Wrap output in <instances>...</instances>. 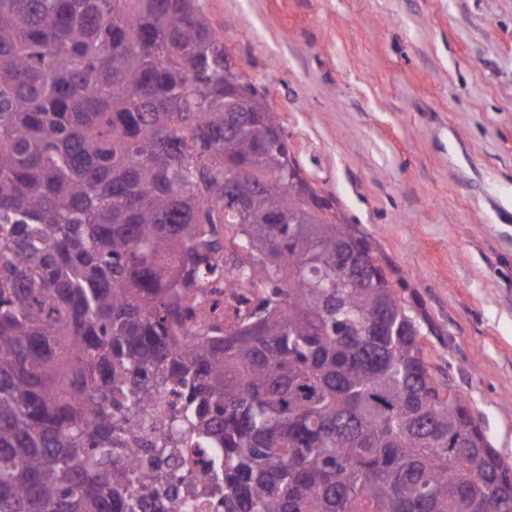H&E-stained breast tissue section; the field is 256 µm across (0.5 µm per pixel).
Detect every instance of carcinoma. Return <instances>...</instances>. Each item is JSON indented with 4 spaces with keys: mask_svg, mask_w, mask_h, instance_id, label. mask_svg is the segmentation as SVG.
Masks as SVG:
<instances>
[{
    "mask_svg": "<svg viewBox=\"0 0 512 512\" xmlns=\"http://www.w3.org/2000/svg\"><path fill=\"white\" fill-rule=\"evenodd\" d=\"M196 0H0V512H182L180 402L224 512H512V466L426 359L375 241L298 179ZM260 289L229 333L198 280ZM179 405L173 396H157L154 406L146 413H137L133 415L124 425L129 432L134 430L133 435L142 438L141 448H148L150 442L165 433L167 418ZM134 426V427H133ZM134 428V429H133Z\"/></svg>",
    "mask_w": 512,
    "mask_h": 512,
    "instance_id": "obj_1",
    "label": "carcinoma"
}]
</instances>
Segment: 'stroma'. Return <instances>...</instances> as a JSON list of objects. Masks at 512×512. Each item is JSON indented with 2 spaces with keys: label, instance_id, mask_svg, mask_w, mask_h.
I'll use <instances>...</instances> for the list:
<instances>
[{
  "label": "stroma",
  "instance_id": "1",
  "mask_svg": "<svg viewBox=\"0 0 512 512\" xmlns=\"http://www.w3.org/2000/svg\"><path fill=\"white\" fill-rule=\"evenodd\" d=\"M512 463V0H197Z\"/></svg>",
  "mask_w": 512,
  "mask_h": 512
}]
</instances>
